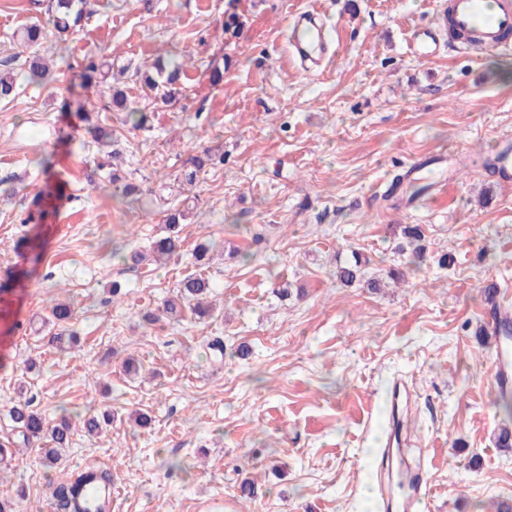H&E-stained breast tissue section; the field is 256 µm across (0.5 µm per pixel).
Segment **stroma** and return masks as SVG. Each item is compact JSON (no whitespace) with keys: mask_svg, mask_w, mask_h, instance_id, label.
Segmentation results:
<instances>
[{"mask_svg":"<svg viewBox=\"0 0 512 512\" xmlns=\"http://www.w3.org/2000/svg\"><path fill=\"white\" fill-rule=\"evenodd\" d=\"M33 2L0 0V61L19 78L0 102V181L16 189L0 194V272H30L0 314V442L23 393L47 421L67 409L77 430L53 467L35 447L0 465V494L17 512H49L55 478L88 464L111 473L112 512H365L379 497L398 378L415 393L411 443L427 451L432 512H494L512 498V448L496 444L512 420L495 404L496 345L482 329L485 284L512 290V184L468 165L512 135V54H409L433 0H91L76 31L40 46L51 75L36 85L22 77L18 44L41 18ZM312 6L328 14L340 52L302 74L285 62L287 24ZM232 12L243 22L234 37L224 32ZM94 52L112 69L86 89L79 63ZM159 58L186 62L187 93L170 106L135 76ZM113 86L147 112L144 127L110 110ZM87 96L139 201L117 198L94 168L78 116ZM206 149L223 164L179 194L186 159ZM439 153L464 162L444 201L388 195L404 167ZM187 196L180 256L114 257L146 247ZM416 224L417 265L398 249ZM25 235L38 237L39 256L18 248ZM201 244L212 315L147 323L199 269ZM357 254L380 288L337 281ZM56 300L74 307L60 327L46 321ZM210 336L223 337V360ZM130 356L131 375L121 367ZM105 407L111 425L81 432L84 415Z\"/></svg>","mask_w":512,"mask_h":512,"instance_id":"obj_1","label":"stroma"}]
</instances>
